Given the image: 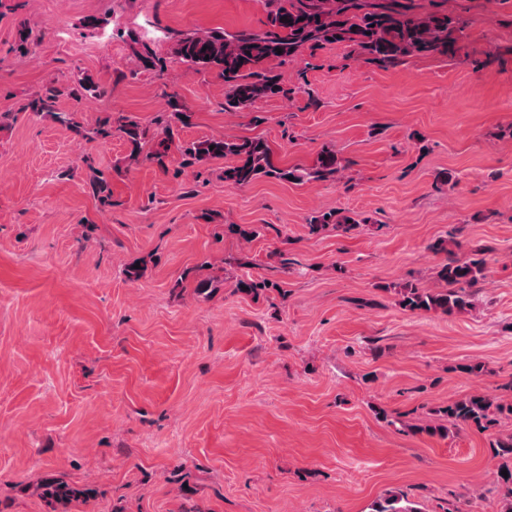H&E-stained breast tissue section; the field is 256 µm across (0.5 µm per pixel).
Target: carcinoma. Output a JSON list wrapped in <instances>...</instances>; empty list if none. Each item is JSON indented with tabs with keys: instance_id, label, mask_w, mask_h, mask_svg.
<instances>
[{
	"instance_id": "obj_1",
	"label": "carcinoma",
	"mask_w": 512,
	"mask_h": 512,
	"mask_svg": "<svg viewBox=\"0 0 512 512\" xmlns=\"http://www.w3.org/2000/svg\"><path fill=\"white\" fill-rule=\"evenodd\" d=\"M266 28L259 32L224 30L189 31L174 35L170 58L156 54L149 46L138 55L144 66L164 74L168 61L184 64L195 73L212 74L224 82L225 110L246 112L258 101L273 97H289L275 65L294 58L305 50L327 44H343L350 57L386 67L406 58H451L459 50L465 23L453 11L419 12L408 0H267ZM282 53H277V49ZM62 87L52 83L44 86L23 106L50 118L60 127L87 141H108L121 136L128 146L127 160L156 165L163 171L174 155H180L183 168L224 160V182L248 187L261 177L279 181L326 182L336 179L344 168L335 149L325 146L310 168L279 167L273 161L270 146L261 138H211L184 144L179 129L190 125L192 113L183 109L177 94L169 95L167 119L159 123L161 130L150 136L140 122L124 116L108 117L95 127H86L75 111L58 109ZM90 191L102 204H112L110 182L96 171L89 182ZM360 225L356 218L340 210L323 212L308 219L311 235L332 227L345 233ZM485 259L448 255L438 264L439 287L433 289L408 286L401 291L399 305L412 313L436 312L445 316L465 311L473 305L470 288L485 270ZM238 288L257 298L270 290L284 295L276 283L257 277L239 282ZM512 414V402L484 394L465 398L435 409L441 424L427 426L430 435L448 437V429L475 427L487 430L503 413ZM495 456L502 460L507 475H499L498 492L502 512H512V435L493 444ZM44 497L68 504L87 499L90 492L54 480L42 485ZM370 512H421L407 493L390 491L374 501Z\"/></svg>"
}]
</instances>
